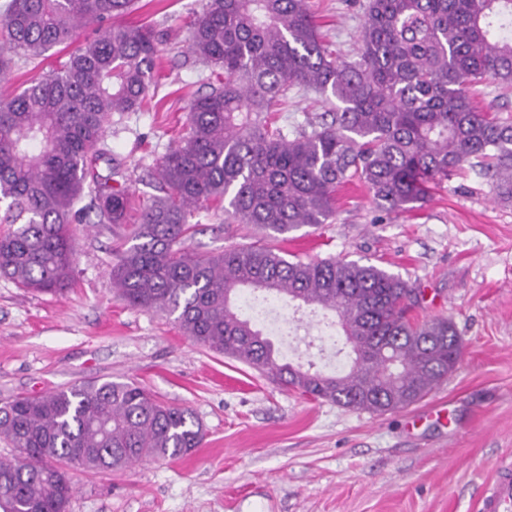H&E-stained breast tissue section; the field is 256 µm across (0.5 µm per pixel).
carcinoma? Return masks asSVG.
Masks as SVG:
<instances>
[{
	"label": "carcinoma",
	"mask_w": 512,
	"mask_h": 512,
	"mask_svg": "<svg viewBox=\"0 0 512 512\" xmlns=\"http://www.w3.org/2000/svg\"><path fill=\"white\" fill-rule=\"evenodd\" d=\"M134 0H8L0 14V82L19 61L79 42L60 67L0 95V276L40 294L73 282L72 225L90 197L99 224H124L132 192L112 167V117L151 112L158 47L151 27L109 24ZM98 35L78 41L89 24ZM187 51L209 74L187 106L186 132L156 164L158 195L113 253L112 287L128 306L174 317L183 335L314 399L386 413L425 398L462 361L452 321L422 324L416 289L374 264L289 260L261 243L196 253L194 213L271 238L326 223L337 193L360 184L391 213L426 203L468 165L512 201V122L480 107L471 88L512 86V0H367L359 46L341 60L309 0H206ZM318 94L321 115L286 128L288 93ZM335 313L354 340L350 367L326 375L281 363L239 292ZM0 512H68V470L123 471L177 458L205 434L187 407L128 380L86 381L0 402Z\"/></svg>",
	"instance_id": "1"
}]
</instances>
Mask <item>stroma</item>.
<instances>
[{"label": "stroma", "mask_w": 512, "mask_h": 512, "mask_svg": "<svg viewBox=\"0 0 512 512\" xmlns=\"http://www.w3.org/2000/svg\"><path fill=\"white\" fill-rule=\"evenodd\" d=\"M128 26L161 41L157 112L115 116L107 139L133 191L153 195L151 172L186 121L200 67L186 51L189 23L206 0H138ZM341 57L355 53L360 21L348 0H310ZM196 252L263 238L206 209L194 218ZM125 225L76 227L73 286L64 296L27 293L0 277V401L83 381H137L190 408L201 448L122 472L71 470L70 512H477L485 487L512 465V202L470 169L430 202L379 214L363 188L340 191L334 218L274 240L310 260L370 262L418 292V321L451 319L458 368L422 401L383 415L342 408L276 385L248 365L194 344L165 316L121 302L109 276ZM270 333L280 362L331 374L353 353L311 306ZM333 354L321 359V351Z\"/></svg>", "instance_id": "stroma-1"}]
</instances>
